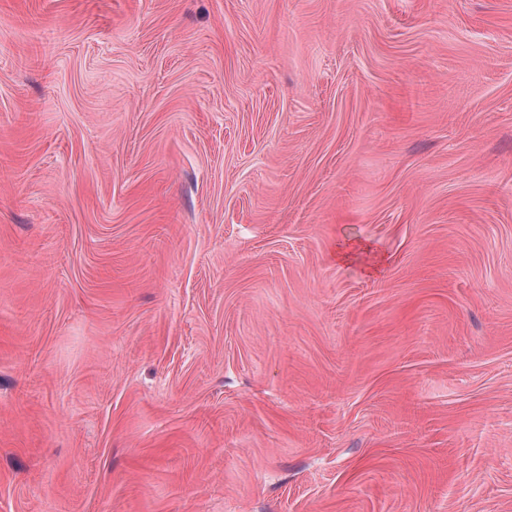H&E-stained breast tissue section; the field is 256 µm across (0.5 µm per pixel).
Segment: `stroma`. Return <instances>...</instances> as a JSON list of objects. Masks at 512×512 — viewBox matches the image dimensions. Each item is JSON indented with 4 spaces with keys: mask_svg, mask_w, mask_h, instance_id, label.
Returning a JSON list of instances; mask_svg holds the SVG:
<instances>
[{
    "mask_svg": "<svg viewBox=\"0 0 512 512\" xmlns=\"http://www.w3.org/2000/svg\"><path fill=\"white\" fill-rule=\"evenodd\" d=\"M0 512H512V0H0Z\"/></svg>",
    "mask_w": 512,
    "mask_h": 512,
    "instance_id": "stroma-1",
    "label": "stroma"
}]
</instances>
